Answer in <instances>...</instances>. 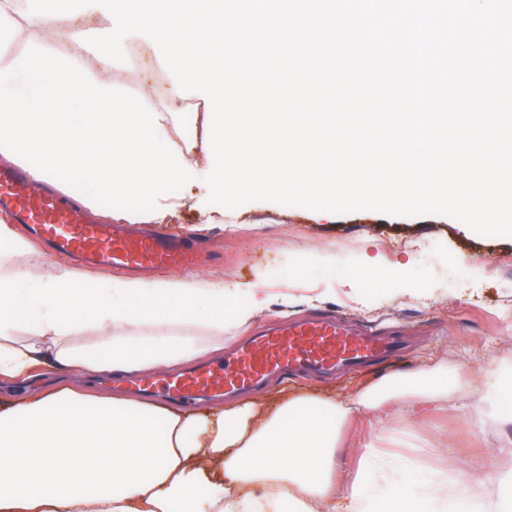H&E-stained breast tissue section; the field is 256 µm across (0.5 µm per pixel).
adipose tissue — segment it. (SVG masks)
<instances>
[{
  "instance_id": "1",
  "label": "adipose tissue",
  "mask_w": 512,
  "mask_h": 512,
  "mask_svg": "<svg viewBox=\"0 0 512 512\" xmlns=\"http://www.w3.org/2000/svg\"><path fill=\"white\" fill-rule=\"evenodd\" d=\"M18 0H0V157L35 182L69 177L78 201H115L114 219L165 224L181 207L164 187L194 174L199 139L176 141L167 113L138 90L87 76L72 51L80 19L47 31L49 48L7 56ZM28 241L0 219V380L41 370L119 376L177 369L224 345L267 305L262 279L232 287L194 273L144 280L87 278L55 267L30 280ZM373 391L345 399L306 393L275 411L245 402L185 414L132 398L63 387L0 406V512H489L470 487L391 489L403 455L364 453L336 488L345 418Z\"/></svg>"
}]
</instances>
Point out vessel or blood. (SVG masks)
<instances>
[{"label": "vessel or blood", "instance_id": "vessel-or-blood-1", "mask_svg": "<svg viewBox=\"0 0 512 512\" xmlns=\"http://www.w3.org/2000/svg\"><path fill=\"white\" fill-rule=\"evenodd\" d=\"M0 212L28 225L53 250L87 264L125 269H177L195 264V241L161 233H135L121 224H95L62 196L43 193L17 169H0ZM393 339L362 336L331 318L296 323L252 339L233 359L185 375L160 379L173 399L194 401L204 390L243 391L270 372L305 365L329 370L392 350Z\"/></svg>", "mask_w": 512, "mask_h": 512}]
</instances>
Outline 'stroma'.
<instances>
[{"label": "stroma", "instance_id": "obj_1", "mask_svg": "<svg viewBox=\"0 0 512 512\" xmlns=\"http://www.w3.org/2000/svg\"><path fill=\"white\" fill-rule=\"evenodd\" d=\"M125 54V62L107 64L77 52L88 75H107L122 91L142 89L148 106L169 113L180 136H192L194 100L162 92L169 71L144 45H129ZM201 221L190 204L160 230L199 243L194 273L228 287L260 274L270 296L248 328L225 325V352L266 326L316 314L404 343L396 357L365 368L273 374L247 391L204 398L201 407L251 401L272 410L286 387L343 397L394 378L445 373L454 381L446 396L423 402L384 389L378 409L351 413L336 448L343 472L353 471L366 449L377 448L419 464L415 473L394 475L393 485L422 486L441 472L464 470L476 477L475 489L489 504L512 500L508 394L485 388L490 377L512 379L511 237L479 235L445 215H334L267 201L225 210L203 231ZM284 293L295 295L296 304L283 307ZM488 461L496 475L490 483L484 479Z\"/></svg>", "mask_w": 512, "mask_h": 512}]
</instances>
